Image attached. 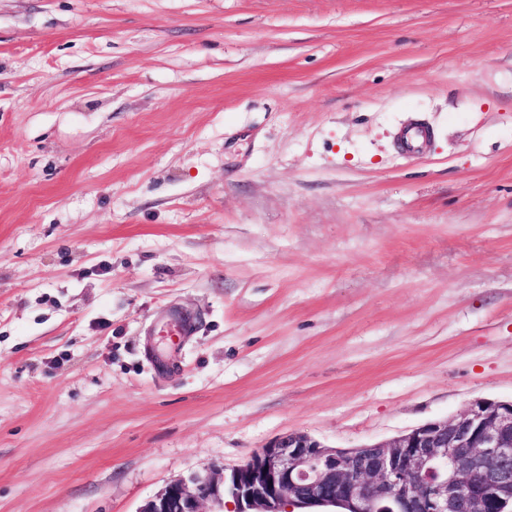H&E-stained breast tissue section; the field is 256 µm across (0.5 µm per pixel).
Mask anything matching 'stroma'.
Returning <instances> with one entry per match:
<instances>
[{
	"instance_id": "obj_1",
	"label": "stroma",
	"mask_w": 512,
	"mask_h": 512,
	"mask_svg": "<svg viewBox=\"0 0 512 512\" xmlns=\"http://www.w3.org/2000/svg\"><path fill=\"white\" fill-rule=\"evenodd\" d=\"M478 399H512V0H0V512Z\"/></svg>"
}]
</instances>
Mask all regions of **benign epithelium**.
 <instances>
[{
  "instance_id": "obj_1",
  "label": "benign epithelium",
  "mask_w": 512,
  "mask_h": 512,
  "mask_svg": "<svg viewBox=\"0 0 512 512\" xmlns=\"http://www.w3.org/2000/svg\"><path fill=\"white\" fill-rule=\"evenodd\" d=\"M509 512L512 400L480 399L445 421L390 441L334 448L302 433L277 438L230 472L191 474L168 484L139 512Z\"/></svg>"
}]
</instances>
